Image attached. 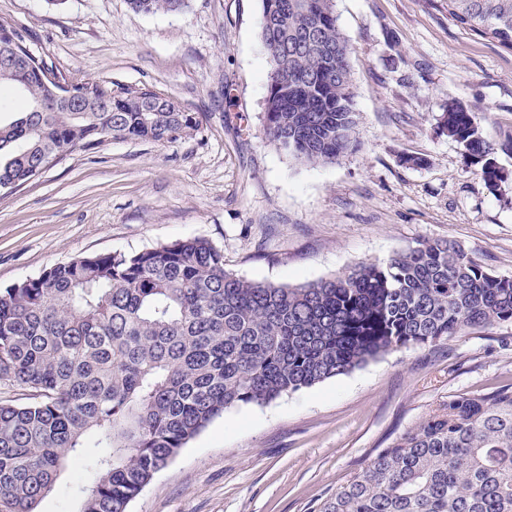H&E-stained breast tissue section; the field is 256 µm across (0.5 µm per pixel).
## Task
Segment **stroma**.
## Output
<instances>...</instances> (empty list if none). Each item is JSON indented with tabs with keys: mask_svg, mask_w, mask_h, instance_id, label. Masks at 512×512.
Instances as JSON below:
<instances>
[{
	"mask_svg": "<svg viewBox=\"0 0 512 512\" xmlns=\"http://www.w3.org/2000/svg\"><path fill=\"white\" fill-rule=\"evenodd\" d=\"M352 47L355 151L300 165L264 135L261 0H188L144 15L127 0H0V22L73 80L146 86L198 113L170 142L105 139L0 191V288L75 258L209 240L224 267L291 287L423 240L458 243L512 276V50L462 28L446 0H336ZM460 103L503 148L481 177L439 119ZM512 383V323L396 351L263 405L227 411L128 512H318L375 449L447 403ZM75 457L37 512H80Z\"/></svg>",
	"mask_w": 512,
	"mask_h": 512,
	"instance_id": "stroma-1",
	"label": "stroma"
}]
</instances>
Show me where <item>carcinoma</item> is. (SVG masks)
Here are the masks:
<instances>
[{
  "label": "carcinoma",
  "instance_id": "1",
  "mask_svg": "<svg viewBox=\"0 0 512 512\" xmlns=\"http://www.w3.org/2000/svg\"><path fill=\"white\" fill-rule=\"evenodd\" d=\"M188 0H128L142 14ZM460 26L512 48V0H448ZM270 60L264 134L297 163L334 164L357 142L351 47L334 0H262ZM15 55L0 87L22 108L59 83L89 108L23 112L0 101V189L41 174L62 149L102 139L168 143L200 125L195 112L146 87L73 82L0 23ZM151 111L143 112L141 108ZM492 185L497 144L461 105L441 118ZM512 322V277L449 240L421 241L384 261L298 287L224 269L203 238L55 265L0 289V381L31 392L0 402V512H36L69 457L96 477L81 512L128 504L213 420L352 371L391 351L434 346L475 327ZM319 512H512V386L448 397L326 498Z\"/></svg>",
  "mask_w": 512,
  "mask_h": 512
}]
</instances>
